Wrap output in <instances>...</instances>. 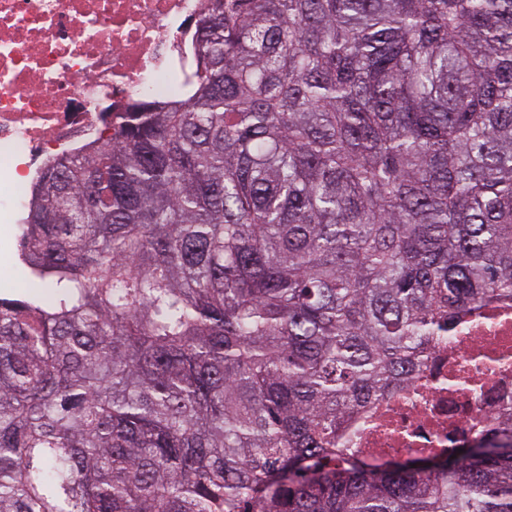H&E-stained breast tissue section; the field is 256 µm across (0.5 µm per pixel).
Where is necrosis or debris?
<instances>
[{
    "label": "necrosis or debris",
    "instance_id": "obj_1",
    "mask_svg": "<svg viewBox=\"0 0 512 512\" xmlns=\"http://www.w3.org/2000/svg\"><path fill=\"white\" fill-rule=\"evenodd\" d=\"M209 0H0V222L16 223L32 174L86 143L136 98L167 99L177 44ZM512 416V299L471 311L405 390L358 421L370 458L446 452Z\"/></svg>",
    "mask_w": 512,
    "mask_h": 512
}]
</instances>
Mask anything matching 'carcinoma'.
<instances>
[{
    "instance_id": "obj_1",
    "label": "carcinoma",
    "mask_w": 512,
    "mask_h": 512,
    "mask_svg": "<svg viewBox=\"0 0 512 512\" xmlns=\"http://www.w3.org/2000/svg\"><path fill=\"white\" fill-rule=\"evenodd\" d=\"M181 92L37 174L0 512H512V419L350 444L512 297V0H216Z\"/></svg>"
}]
</instances>
